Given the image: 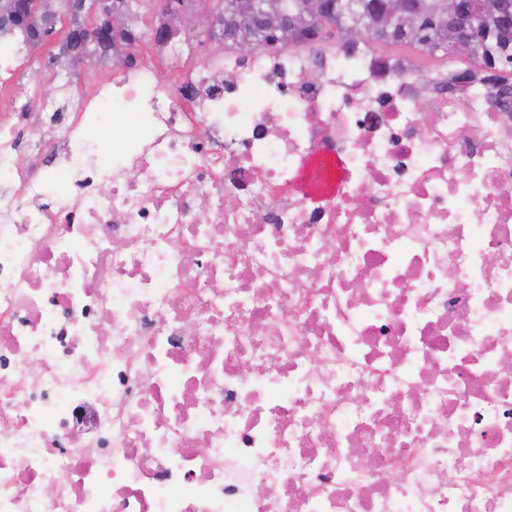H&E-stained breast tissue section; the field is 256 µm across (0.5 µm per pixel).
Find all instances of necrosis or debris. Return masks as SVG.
<instances>
[{
  "instance_id": "obj_1",
  "label": "necrosis or debris",
  "mask_w": 512,
  "mask_h": 512,
  "mask_svg": "<svg viewBox=\"0 0 512 512\" xmlns=\"http://www.w3.org/2000/svg\"><path fill=\"white\" fill-rule=\"evenodd\" d=\"M20 68L0 60V512H512L496 86L318 35L200 70L170 37L117 44L39 128ZM321 157L345 176L311 204L294 180Z\"/></svg>"
}]
</instances>
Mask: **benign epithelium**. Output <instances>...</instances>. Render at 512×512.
I'll return each instance as SVG.
<instances>
[{
    "instance_id": "7a95c632",
    "label": "benign epithelium",
    "mask_w": 512,
    "mask_h": 512,
    "mask_svg": "<svg viewBox=\"0 0 512 512\" xmlns=\"http://www.w3.org/2000/svg\"><path fill=\"white\" fill-rule=\"evenodd\" d=\"M104 3L99 14L84 11L85 0H69L68 12L62 18L66 40L80 41L105 51L112 50V44L127 38L128 26L124 12L112 2ZM416 0H384L377 23L385 28L394 27L397 37L403 38L407 30L403 21L416 11ZM436 13L444 33L450 36L448 51L455 57L468 59L474 54L476 32L482 28L479 16L484 5L468 7L462 0H436ZM0 11H20L38 21L47 19L49 12L46 0H3ZM207 12L214 21L224 19L223 12L215 6V0H189L171 20L170 29L175 32H191L197 29L200 13ZM333 13L330 0H252L248 11L241 15L238 29L228 32L237 50L248 55L258 46L252 38L239 35L242 29L258 27L275 37L273 45H286L288 38L279 39L277 34L288 31L296 16L313 24L326 22Z\"/></svg>"
}]
</instances>
